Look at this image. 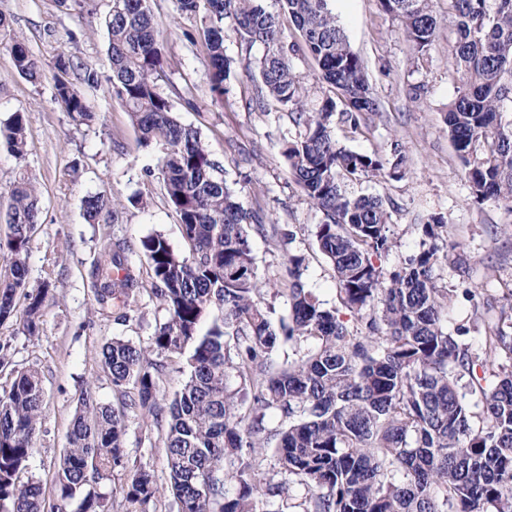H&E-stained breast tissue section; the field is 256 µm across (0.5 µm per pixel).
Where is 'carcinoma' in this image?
Returning a JSON list of instances; mask_svg holds the SVG:
<instances>
[{"instance_id":"cac0c4a2","label":"carcinoma","mask_w":512,"mask_h":512,"mask_svg":"<svg viewBox=\"0 0 512 512\" xmlns=\"http://www.w3.org/2000/svg\"><path fill=\"white\" fill-rule=\"evenodd\" d=\"M329 0H279L302 33L303 46L287 45L278 17L258 0H173L175 11L204 24L213 102L224 97L231 60L224 55V18L240 39L265 47L257 62L262 91L296 114L304 127L286 144L291 173L309 203L325 216L314 236L331 263L337 291L364 328L352 330L339 310L326 307L302 282L304 257L288 255V283L273 288L255 266L251 233L285 243L286 227L262 224L243 209L219 178L220 163L195 129L174 116L159 93L155 75L164 55L149 0H110L102 19L110 62L108 81L124 103L141 142L163 147L161 174L167 199L179 218L184 251L161 233L144 237L139 250L152 272L154 294L166 311L151 343L114 337L101 350V368L118 395L119 407L101 404L82 391L65 449L54 473L57 500L43 497L39 481L21 480L39 431L44 391L37 369L17 374L0 390V512H109L105 496L87 490L108 469L127 463V413L167 424L168 492L176 512H270L262 497L288 500V483L308 490L299 512H512V334L495 325L472 349L467 329L443 324L452 289L437 284L443 261L437 240L447 224L430 217L423 225L432 243L386 276L375 259L392 246L390 213L376 196H353L346 183L403 176V156L390 162L352 152L333 135L336 101L313 112L304 108L305 88L290 54L306 50L358 129L379 111L358 56L337 25ZM400 17L412 49L434 39L438 19L429 0H380ZM445 20L457 39L453 58L462 88L448 103V134L476 198L512 212V0H449ZM17 73L36 81L40 62L0 13ZM55 98L72 121L86 124L94 105L71 79L72 59L54 57ZM7 143L24 153L26 126L16 112ZM12 204L0 253L11 259V280L0 287V322L28 301L25 335L40 333L44 283L28 289L26 256L36 226L39 197L23 174L10 189ZM109 205L98 193L84 201L96 219ZM89 277L103 309L125 307L140 283L121 251H105ZM288 296V315L278 316L258 296L269 290ZM211 316L201 331L205 316ZM280 343L306 346L288 366L274 369L269 354ZM187 355V378L170 403L160 381L167 359ZM487 364L495 381L484 387L477 367ZM275 413L279 428L266 417ZM273 450L279 470L258 473L257 456ZM121 493L128 512L155 508L158 488L144 466Z\"/></svg>"}]
</instances>
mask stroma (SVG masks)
Returning <instances> with one entry per match:
<instances>
[{
    "mask_svg": "<svg viewBox=\"0 0 512 512\" xmlns=\"http://www.w3.org/2000/svg\"><path fill=\"white\" fill-rule=\"evenodd\" d=\"M150 7L167 58L156 78L159 92L169 98L182 124L199 131L242 207L294 233L284 248L253 236L259 275L285 281L289 254L304 256L306 287L327 305L340 307L334 272L314 236L324 216L308 203L284 157L286 143L298 139L302 128L275 101H266L261 109L252 105L261 85L254 62L262 46L241 42L233 19L225 18L224 53L232 67L224 82V103L213 105L201 23L179 17L172 0H150ZM330 8L381 105L356 130L336 119L337 140L358 153L405 157L402 178L348 185L353 194L381 197L391 214L393 246L381 266L387 273L400 269L407 256L421 249L428 217H443L448 243L465 259L461 267L443 265L436 271L439 284L454 291L447 327L466 326L469 341H476L485 324L512 322V212L475 198L448 135L444 110L462 86L452 56L456 33L440 26L426 51L418 54L401 21L379 0H330ZM108 9L109 0H90L86 8L75 2L63 8L57 0H0V12L11 18L17 35L43 64L41 77L29 81L16 72L8 44L0 43V130L14 113H23L27 141L19 157L0 137V214L10 205L12 183L28 174L40 202L28 244L27 281L33 289L50 285L38 336L22 332L24 299H17L12 316L0 322V345L10 358L9 368L0 370V386H8L16 370L33 367L40 373L45 406L26 474L40 481L49 500L56 495L53 475L82 389L93 385L99 402H118L99 366L103 344L120 336L147 345L165 317L150 291L151 273L138 251L140 239L160 233L175 249L183 247L178 218L163 187L162 150L140 142L106 80L110 63L98 18ZM61 51L70 55L76 66L73 79L95 106L96 117L89 124L73 122L54 98L53 60ZM290 60L306 88L308 109L334 96L311 56L299 52ZM88 69L98 75L97 83H84ZM415 86L423 90L417 103L409 98ZM95 193L107 196L110 205L91 223L83 201ZM108 247L123 250L142 283L140 293L120 310L101 309L90 288L91 267ZM127 424L128 461L154 474L160 489L156 512H171L165 429L144 428L134 416Z\"/></svg>",
    "mask_w": 512,
    "mask_h": 512,
    "instance_id": "1",
    "label": "stroma"
}]
</instances>
